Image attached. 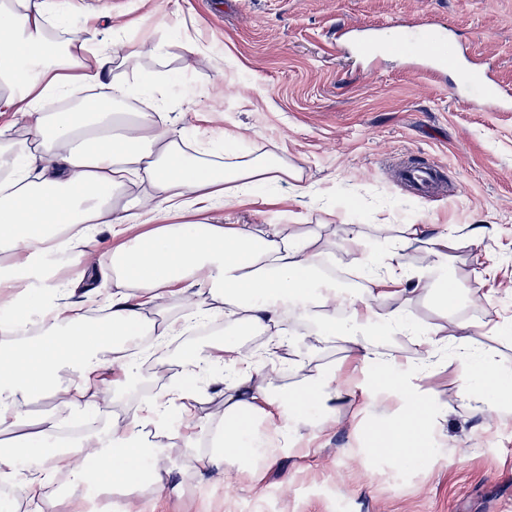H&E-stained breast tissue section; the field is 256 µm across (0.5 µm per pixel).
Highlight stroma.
Segmentation results:
<instances>
[{
	"instance_id": "stroma-1",
	"label": "stroma",
	"mask_w": 512,
	"mask_h": 512,
	"mask_svg": "<svg viewBox=\"0 0 512 512\" xmlns=\"http://www.w3.org/2000/svg\"><path fill=\"white\" fill-rule=\"evenodd\" d=\"M69 10L76 37H109L137 53L136 65L107 73L127 87L128 111L161 113L216 157L275 153L300 168L301 181L266 188L265 220L320 227L336 267L356 270L363 255L384 251L378 224L479 229L481 246L460 247L448 263L460 289L490 295L462 310L477 324L474 346L512 360V342L496 332L512 316V110L456 102V70L435 88L405 49L364 56L336 47L356 25L433 23L447 29L448 58L467 54L512 92V0H69ZM115 22L122 30L112 31ZM146 31L167 42L163 58L139 54ZM432 162L444 177L438 195L399 182L405 164ZM350 230L362 235L359 252L335 247ZM457 373L445 351L426 381L445 416L414 462L372 450L370 435L394 403L357 392L339 403L341 425L304 430L301 444L251 471L228 464L200 474L175 448L160 463L173 485L138 490L128 512H512V416L470 409ZM179 378L147 370L133 387L102 392L106 411L88 427L130 416Z\"/></svg>"
}]
</instances>
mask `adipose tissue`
<instances>
[{"label": "adipose tissue", "mask_w": 512, "mask_h": 512, "mask_svg": "<svg viewBox=\"0 0 512 512\" xmlns=\"http://www.w3.org/2000/svg\"><path fill=\"white\" fill-rule=\"evenodd\" d=\"M65 0H0V115L26 119L23 137L0 128V429L13 439L27 466L0 460V483L19 487L40 512L49 486L74 492L101 486L118 494L110 512H124L122 497L162 484L157 468L172 449L170 435L195 449L200 469L235 462L254 464L250 448L296 443L300 430L334 420L336 403L350 395L359 366L375 371L369 393L394 400V412L378 427L374 450L408 456L417 437L438 423L433 389L412 383L427 376L438 352L454 347L461 368L457 386L476 409L512 408V363L490 349H475L473 325L461 315L463 297L448 267L459 243L478 245L479 230L431 233L425 224L376 225L387 247L362 263L352 288L321 272L328 252L317 231L281 233L272 224H214L216 204L261 200V188L300 180L287 160L238 157L224 163L188 153L177 130L150 112H116L126 89L106 82L103 71L119 59L117 44L67 34ZM97 88V111L45 112L49 97L78 99ZM147 178L149 193L125 199L128 182ZM109 229L118 243L100 253L97 237ZM420 250L424 264L406 266L402 254ZM70 253L83 272L108 274L113 290L103 321L85 322L56 280L37 263L45 253ZM191 307L172 311L170 300ZM432 304L436 319L424 324L412 310ZM46 310L41 335L29 334V309ZM225 318L221 340L196 346L185 363L191 375L224 373V408L204 426L186 423L197 400L192 386L173 388L182 418L170 421L161 399L144 402L123 423L59 448L56 433L66 419H21L19 400L40 399L59 388L60 372L73 380L62 389L70 412L92 405V388L111 374L113 390L134 385L143 361L185 336L193 322ZM310 324L307 349L294 367L308 373L292 386L243 352L234 329L268 335V357L289 344L285 320ZM403 336L409 358L389 349ZM346 344L348 365L311 368L322 343Z\"/></svg>", "instance_id": "obj_1"}]
</instances>
